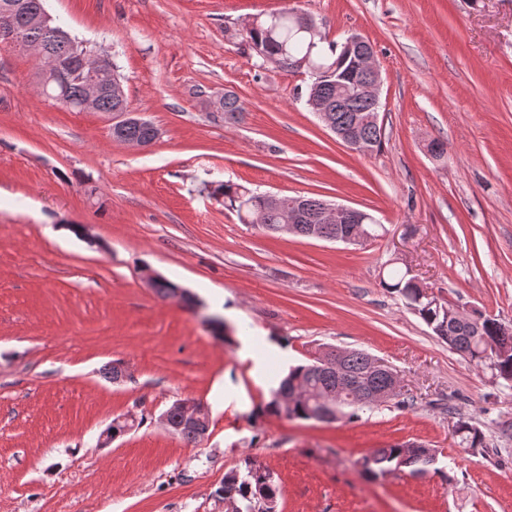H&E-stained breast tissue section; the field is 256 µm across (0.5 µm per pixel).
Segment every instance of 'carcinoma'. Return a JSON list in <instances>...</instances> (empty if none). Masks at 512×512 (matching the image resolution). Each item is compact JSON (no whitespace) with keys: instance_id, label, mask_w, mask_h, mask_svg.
<instances>
[{"instance_id":"obj_1","label":"carcinoma","mask_w":512,"mask_h":512,"mask_svg":"<svg viewBox=\"0 0 512 512\" xmlns=\"http://www.w3.org/2000/svg\"><path fill=\"white\" fill-rule=\"evenodd\" d=\"M27 39L38 43L47 54L63 56L69 53L70 38L59 25H34L24 29ZM249 42L260 48L262 57L277 64L283 70H289L288 63L308 61L312 74L306 103L313 112L328 104L333 110L326 113L328 120L340 129L350 127L356 114L371 111V104L362 96V73L350 68L346 44L334 42L321 46L316 39L298 25L294 11L285 10L273 13L265 18H256L246 33ZM81 83L76 77L69 81H54L48 90L57 95L54 104L76 111L74 103L80 95ZM128 109L126 94L112 90L100 100L103 112H122ZM363 139L370 149L381 145L382 127L374 124L362 128ZM119 140L148 143L153 140V127L146 124L131 123L113 133ZM209 196L224 203V207L235 211L239 219H252L261 215L260 228L276 233L281 224L280 206L300 204L312 215L320 212L323 201L307 196H282L281 205H273L258 194L230 180L215 182L205 186ZM350 229L348 224H297L295 234L303 237L317 236L326 240L336 238L340 232ZM385 288L399 296L406 306L417 315L432 332L448 342L451 350L463 359L475 364H487L495 376L503 381V386L512 387V355L501 359L486 356L487 347L495 345L512 350V327H505L498 318L474 309L470 320L453 323L448 318L452 307L441 301L434 304L427 300H417L418 287L408 274L396 273L391 282L384 283ZM369 354L359 350L346 351L345 363L348 371L361 375L367 368ZM333 403L335 419L355 421L369 410L366 405L353 401L336 402V378L327 371L318 369L315 363L301 364L289 368L287 375L280 379L278 386L271 390L270 400L265 412L284 415L289 419L311 420L313 415ZM455 433L460 437V445L470 450L486 447L485 435L470 421L460 417L454 425ZM435 452L428 448H406L394 443L384 448H376L364 459V470L373 475H386L405 468L413 474H425L430 470L426 462L419 459L418 452ZM217 495L232 505L233 512H254V507L262 506L260 512H278L279 488L272 473L263 466L247 461L244 467L231 469L224 474V480Z\"/></svg>"}]
</instances>
